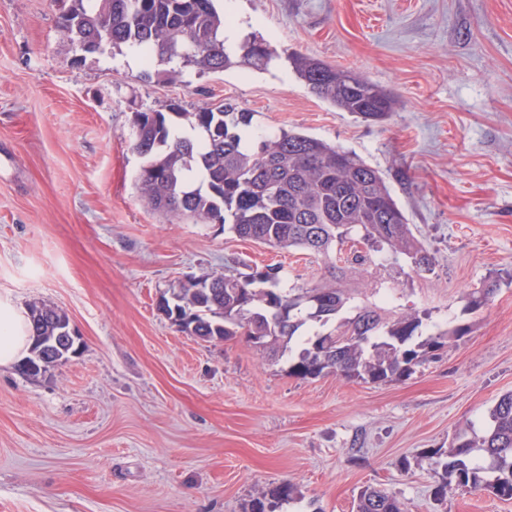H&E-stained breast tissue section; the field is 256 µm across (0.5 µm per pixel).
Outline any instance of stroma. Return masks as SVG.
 <instances>
[{
  "mask_svg": "<svg viewBox=\"0 0 512 512\" xmlns=\"http://www.w3.org/2000/svg\"><path fill=\"white\" fill-rule=\"evenodd\" d=\"M267 68L198 74L63 43L53 0H0V297L67 313L78 355L31 379L0 368V512H246L283 482L281 512H353L385 489L407 512H512L485 491L433 499L422 462L481 429L512 392V0H235ZM361 73L396 106L365 122L317 98L283 56ZM230 101L253 132L294 129L382 174L435 257L405 277L368 270L358 299L423 335L463 324L397 381L301 379L243 338L205 343L157 307L188 275L241 264L312 284L320 261L171 224L139 196L134 112ZM489 277L501 286L469 312ZM387 281V289L376 284Z\"/></svg>",
  "mask_w": 512,
  "mask_h": 512,
  "instance_id": "1",
  "label": "stroma"
}]
</instances>
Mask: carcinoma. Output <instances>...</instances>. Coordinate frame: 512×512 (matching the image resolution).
<instances>
[{
  "instance_id": "obj_1",
  "label": "carcinoma",
  "mask_w": 512,
  "mask_h": 512,
  "mask_svg": "<svg viewBox=\"0 0 512 512\" xmlns=\"http://www.w3.org/2000/svg\"><path fill=\"white\" fill-rule=\"evenodd\" d=\"M60 39L80 50L91 46L136 47L146 60L175 63L200 73L241 65H266L275 56L252 36L238 50L224 46V26L214 0H58ZM297 78L317 97L365 121L391 112L393 97L362 74L336 68L299 52L287 54ZM188 121L198 139L181 138L174 119ZM253 114L231 104L197 112L140 111L133 115L132 148L143 167L162 173L158 183L141 177L144 200L171 221L227 224L242 240L296 248L320 258L323 278L315 284L280 287V268L212 275L211 287L185 284L162 297L179 331L204 342L243 336L271 357L291 350L307 324L327 331L305 339L288 359V373L307 379L336 374L353 382L383 383L412 374L439 347L436 338L416 340V312L389 319L381 309L355 303L358 277L387 254L398 273L430 271L435 258L412 232L404 211L380 172L355 152L297 130H281L244 146L241 132ZM500 287L496 278L472 292L466 309L477 310ZM32 345L26 361L45 354L53 365L72 348L64 336L68 315L54 306L28 307ZM441 467L434 500L455 487L485 490L512 500V392L489 413L482 435L460 430L448 451L424 455ZM294 499L283 482L253 500L251 512H279ZM355 512H405L394 495L373 487L360 491Z\"/></svg>"
}]
</instances>
